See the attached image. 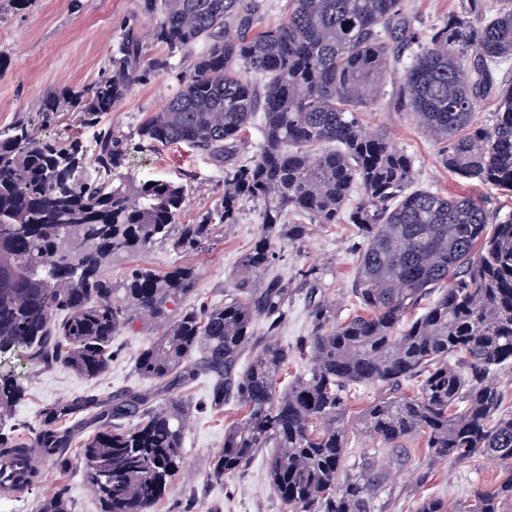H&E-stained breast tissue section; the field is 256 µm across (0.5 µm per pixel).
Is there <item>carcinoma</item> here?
<instances>
[{
	"label": "carcinoma",
	"mask_w": 512,
	"mask_h": 512,
	"mask_svg": "<svg viewBox=\"0 0 512 512\" xmlns=\"http://www.w3.org/2000/svg\"><path fill=\"white\" fill-rule=\"evenodd\" d=\"M155 38L193 54L178 88L138 129L147 148L186 145L224 163V193L193 224H180L185 187L137 176L108 179L125 138L103 130L93 162L70 138L40 141L20 124L0 131V353L23 349L36 366L93 380L112 358V337L147 317L163 333L139 353L147 389H93L47 405L38 426L0 432V491L35 486L41 466L69 471L77 447L101 512H147L183 465L194 416L180 393L212 380L210 407L234 402L240 418L203 480L221 485L261 448L288 512H375L374 461L348 464L344 423L358 388L379 391L361 422L407 465L403 442L426 438L429 463L475 455L498 460L493 492L473 491V512H497L512 497V411H503L498 369L512 367V213L470 194L415 185L410 156L367 131L359 107L395 84L398 108L448 141L453 173L512 192V83L496 75L512 61V8L472 0L467 15L425 33L403 0H289L288 17L257 27L254 0H144ZM139 43L127 38L112 68L90 87L48 95L38 121L77 112L89 125L146 77ZM496 96L489 123L473 118ZM262 116L261 144L239 156ZM261 206L262 226L241 258L224 301L176 309L195 291L194 272L134 269L114 295L111 260L158 242L202 247L214 226L239 221L242 202ZM309 223H289L288 215ZM312 224H353L362 238L352 289L358 313L341 321L317 295L316 264L284 278L275 244H301ZM307 289L308 334L295 351L308 369L279 388L291 352L276 336L288 301ZM250 354L239 369L244 353ZM24 393L0 376V426ZM37 512H68L61 489ZM416 512H447L425 497Z\"/></svg>",
	"instance_id": "cac0c4a2"
}]
</instances>
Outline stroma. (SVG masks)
<instances>
[{
  "instance_id": "stroma-1",
  "label": "stroma",
  "mask_w": 512,
  "mask_h": 512,
  "mask_svg": "<svg viewBox=\"0 0 512 512\" xmlns=\"http://www.w3.org/2000/svg\"><path fill=\"white\" fill-rule=\"evenodd\" d=\"M405 4L415 26L428 30L447 23L449 15L467 12L471 0H405ZM155 24V17L144 10L143 0H30L21 9L13 0H0V51L5 54L0 60V131L17 121L35 119L49 92L91 85L110 68L123 35H130L142 46V63L168 58L173 69L148 72L99 125L81 124L69 113L44 135L74 137L90 148L101 130L113 129L129 143L123 165L112 172L113 184L149 172L185 185L179 221L189 224L217 204L224 191V165L184 145L156 150L138 145V127L164 106L177 87L178 70L191 63L190 55L170 53L165 44L151 38ZM361 118L367 128L387 133L411 156L418 186L443 195L467 193L491 201L502 211H512V194L492 184L466 182L448 170L442 161L446 142L428 135L412 113L397 110L391 85H384L376 99L363 108ZM261 222L258 207L244 202L238 224L228 230L216 229L202 249L177 253L159 244L148 252L117 260L109 266L108 276L117 286L133 267L162 274L189 266L194 270L196 290L181 300V307L221 302L225 291L232 288L238 263L257 237ZM361 247L354 225L316 224L299 246L280 247L278 267L288 273L302 265L322 267V291L339 303V317L344 320L357 310L351 290ZM153 335V328L140 321L122 329L112 338V361L106 372L92 381L63 367L38 371L19 354H1L0 371L14 375L25 390L14 410V423L35 426L46 405L90 387L108 394L146 386V379L135 371V360ZM374 396L373 390L364 388L351 395L346 433L352 462L371 454L379 459L378 470L387 483L377 500L382 512H414L417 498L428 496L447 501L451 512H468L474 488H495L501 476L497 462L477 456L462 464H428L421 435L404 443L403 452L409 458L404 470H389L388 450L376 448L360 425L361 413ZM239 416L232 404L220 412L195 414L184 435L185 466L173 477L168 496L149 512H284L267 478L268 449H261L240 472L226 476L223 484L208 486L203 481L211 458L224 444L225 427ZM58 488L65 491L70 512H101L76 459L65 476L53 465H45L39 486L21 497L0 493V512H36L39 500Z\"/></svg>"
}]
</instances>
